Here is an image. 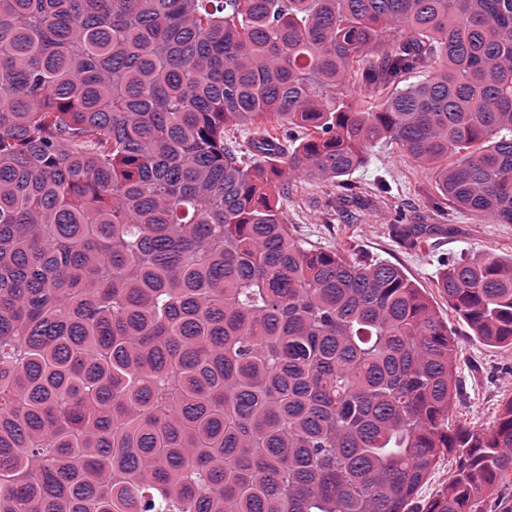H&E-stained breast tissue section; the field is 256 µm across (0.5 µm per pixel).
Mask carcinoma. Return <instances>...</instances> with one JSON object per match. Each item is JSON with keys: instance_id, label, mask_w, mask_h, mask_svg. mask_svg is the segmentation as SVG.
Instances as JSON below:
<instances>
[{"instance_id": "obj_1", "label": "carcinoma", "mask_w": 512, "mask_h": 512, "mask_svg": "<svg viewBox=\"0 0 512 512\" xmlns=\"http://www.w3.org/2000/svg\"><path fill=\"white\" fill-rule=\"evenodd\" d=\"M385 141L512 224V0H0V512H497L512 392L450 429L426 291L284 215ZM436 288L512 348V256ZM446 482H448V457L437 464L430 481L420 490L418 500L421 502L428 501L437 494Z\"/></svg>"}]
</instances>
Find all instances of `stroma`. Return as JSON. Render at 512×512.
<instances>
[{"mask_svg": "<svg viewBox=\"0 0 512 512\" xmlns=\"http://www.w3.org/2000/svg\"><path fill=\"white\" fill-rule=\"evenodd\" d=\"M351 181L356 196L346 200L337 187L307 177L289 180L282 203L293 233L324 251L390 261L424 288L459 342L462 395L450 412L453 423L490 426L504 391L512 390V349L490 347L471 336L435 281L447 261L462 255L493 251L511 256L512 224L434 208L430 174L393 143L376 145L367 167ZM399 216L426 227L416 246L393 235Z\"/></svg>", "mask_w": 512, "mask_h": 512, "instance_id": "35a3bbf8", "label": "stroma"}]
</instances>
